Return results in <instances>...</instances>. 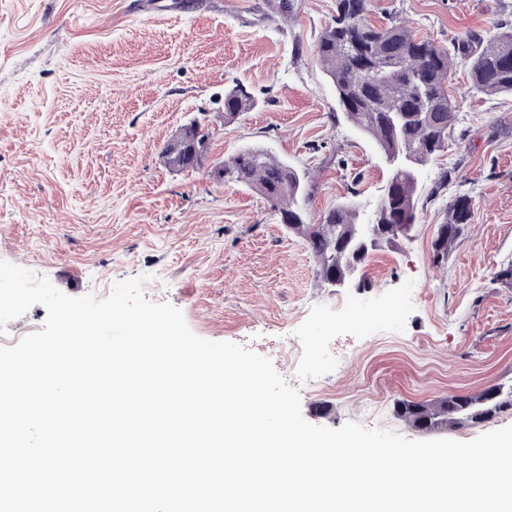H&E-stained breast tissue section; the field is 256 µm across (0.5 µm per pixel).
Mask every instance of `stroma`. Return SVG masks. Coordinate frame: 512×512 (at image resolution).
<instances>
[{
  "instance_id": "1",
  "label": "stroma",
  "mask_w": 512,
  "mask_h": 512,
  "mask_svg": "<svg viewBox=\"0 0 512 512\" xmlns=\"http://www.w3.org/2000/svg\"><path fill=\"white\" fill-rule=\"evenodd\" d=\"M279 2L0 0V260L72 297L144 277L145 298L179 308L196 335L271 359L314 425L457 441L512 425L509 410L422 431L396 413L512 383V284L496 278L512 261V97L470 93L454 70L459 122L419 170L412 240L373 252L362 287L327 288L266 199L210 175L242 148L267 150L307 171L315 220L352 196L367 219L382 194L380 151L340 111L316 54L335 0ZM369 8L447 46L512 20V0ZM236 81L257 107L213 124L200 169L166 167L165 145L199 112L223 111ZM443 170L448 187L430 196ZM462 194L472 220L434 265L437 227Z\"/></svg>"
}]
</instances>
